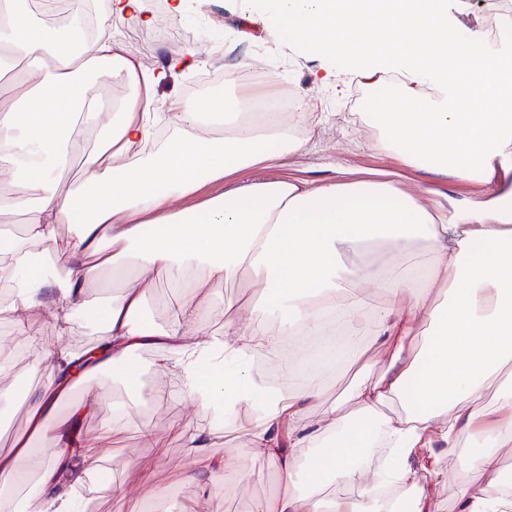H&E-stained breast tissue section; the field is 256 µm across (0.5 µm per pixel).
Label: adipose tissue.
Segmentation results:
<instances>
[{
	"instance_id": "ef3b65f1",
	"label": "adipose tissue",
	"mask_w": 512,
	"mask_h": 512,
	"mask_svg": "<svg viewBox=\"0 0 512 512\" xmlns=\"http://www.w3.org/2000/svg\"><path fill=\"white\" fill-rule=\"evenodd\" d=\"M143 10V0H110L90 17L85 0H71L59 33L26 0H0V72L11 73L0 186L13 192L0 205V282L11 289L0 322L21 328L45 309L63 336L95 309L103 356L88 379L134 386L130 355L151 349L171 393L212 421L207 435L189 436L190 447L215 444L221 420L245 417L262 456L225 454V470L258 477L272 462L281 478L254 512H439L429 488L463 447L479 479L456 512H512L500 458L512 446V392L481 397L512 363V56L449 24L446 0H265L281 43L323 61L326 88L350 76L373 88L378 149L436 178L495 185L451 213L384 178L234 182L241 170L298 152L303 139L289 135L280 113L245 119L239 96L180 97L158 111L168 70L194 66L197 52L181 50L165 70L144 64L112 31ZM89 22L91 39L82 34ZM79 124L92 141L78 152ZM217 181L222 195L186 205ZM17 213L27 224L21 235L10 220ZM419 240L432 263L413 273L405 261ZM378 246L377 264L368 253ZM59 257L67 266L56 268ZM107 274L117 292L88 298ZM243 278L265 290L263 302L241 306L223 332L206 329L221 287ZM162 282L184 291L166 326L140 317ZM370 288L388 289L381 305L369 302ZM423 321L432 340L419 349L412 337ZM335 334L341 357L361 340L385 351L375 381L351 390L355 418L332 404L309 422V406L326 396L319 378L285 395L257 391L248 367L256 349L300 352L309 338ZM27 349L47 378L30 406L44 454L33 492L22 496L21 468L0 459V499L11 512H80L77 490L90 470L67 449L69 426L94 398L72 404L68 419H47L79 354L46 349L36 336ZM377 437L394 456L371 481L360 457Z\"/></svg>"
}]
</instances>
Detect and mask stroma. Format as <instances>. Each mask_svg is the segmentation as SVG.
Wrapping results in <instances>:
<instances>
[{
	"label": "stroma",
	"instance_id": "35a3bbf8",
	"mask_svg": "<svg viewBox=\"0 0 512 512\" xmlns=\"http://www.w3.org/2000/svg\"><path fill=\"white\" fill-rule=\"evenodd\" d=\"M158 18V24L153 26L145 25L137 16L121 23L120 38L147 65L161 66L170 60L172 51L180 46L179 30L193 32L199 40L196 66L174 71L159 87V100L166 102L191 94L211 97V90L203 86V76L223 72L228 66L249 67L258 51L264 49L268 52L267 82L278 88L290 84L296 93L308 95L315 104L329 102L334 114L332 121L310 126L304 148L285 159L282 171L289 177L319 181L385 173L407 191L440 203L450 197L478 200L485 194L484 186L466 181L451 185L434 181L426 172L405 165L397 155L374 148L371 134L353 124L344 101H333L331 92L316 84L320 61L297 47L281 45L266 30L261 0H251L246 6L241 0H185L182 13L173 14L165 9ZM214 29L222 30L225 39L212 46L208 39ZM17 342L16 328L0 323V344L17 348L10 366L0 371V395L8 397L6 410L11 423L10 430L0 431V455L13 453L17 440L29 430V404L24 399H11L14 386L22 382L37 393L46 383L45 377L36 375ZM381 361L380 351L366 350L361 360L347 362L337 371L329 387V400L339 403L342 414L354 415L355 403L348 392L357 379H374ZM126 395L129 394L120 385L107 384L99 393L96 411L78 419L76 424L79 435L91 437L102 452L112 456V493L96 500L94 512H139L138 503L145 494L140 480L145 476L171 486L168 512H198L201 504L208 512H252L255 502L277 492L279 474L274 464H265L262 477L249 480L225 472L226 449H233L247 461L260 455L259 448L240 433L239 422L224 423L222 443L205 449L199 458L188 448L187 437L206 427L207 422L191 406L170 397L157 378H140L131 395L137 402L134 414L138 423L151 433L145 439L114 420L113 403ZM188 468L198 473V481H181V472ZM476 477L475 469L467 461L459 460L446 467L443 479L433 487L440 512H455L456 501Z\"/></svg>",
	"mask_w": 512,
	"mask_h": 512
}]
</instances>
